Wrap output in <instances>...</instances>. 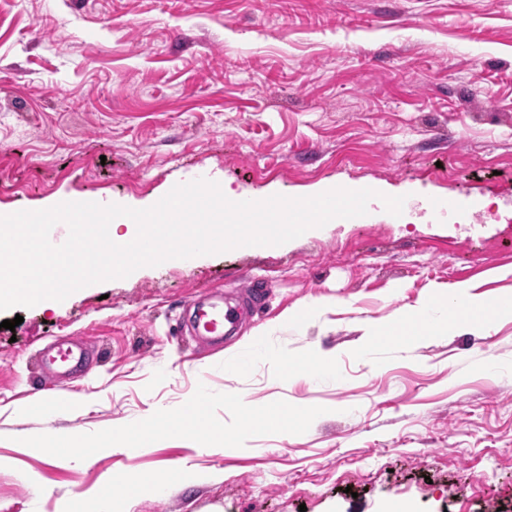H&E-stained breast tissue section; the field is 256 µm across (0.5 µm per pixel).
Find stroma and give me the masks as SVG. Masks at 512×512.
<instances>
[{
	"label": "stroma",
	"instance_id": "1",
	"mask_svg": "<svg viewBox=\"0 0 512 512\" xmlns=\"http://www.w3.org/2000/svg\"><path fill=\"white\" fill-rule=\"evenodd\" d=\"M195 178L406 201L0 312V512L184 462L202 480L129 512H512V319L407 347L371 335L424 303L447 319L440 286L512 297V0H0V212L133 208ZM248 274L263 296L236 337L182 330L188 299L237 297ZM62 340L89 364L31 410ZM324 354L334 373L285 369ZM201 388L237 430L224 451L163 431L89 463L31 445L93 441Z\"/></svg>",
	"mask_w": 512,
	"mask_h": 512
}]
</instances>
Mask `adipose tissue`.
<instances>
[{"label": "adipose tissue", "mask_w": 512, "mask_h": 512, "mask_svg": "<svg viewBox=\"0 0 512 512\" xmlns=\"http://www.w3.org/2000/svg\"><path fill=\"white\" fill-rule=\"evenodd\" d=\"M443 304L449 305L448 327L466 324L476 331L486 330L492 318L512 317V301L498 306H489L485 297L470 293L467 284L460 283L443 290ZM438 321L426 306L409 307L395 319L379 329V336L396 337L398 343L416 344L421 337L444 325ZM164 420L171 435H190L197 438L203 447L214 451L222 450L229 435L228 430L213 427L209 420L208 404L204 395H197L193 405L175 414L157 417L148 414L146 421L132 427L109 432L96 440L95 445L106 451H123L142 447L150 443L156 434L157 420ZM158 482L124 483L120 493L108 495L97 493L92 497H75L63 503L60 512H127V505L134 497L155 492Z\"/></svg>", "instance_id": "adipose-tissue-1"}]
</instances>
